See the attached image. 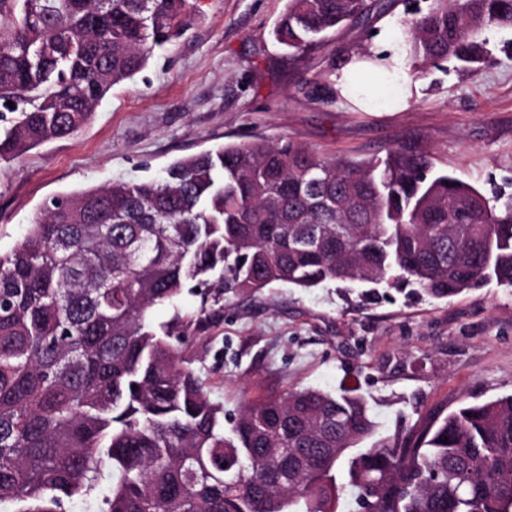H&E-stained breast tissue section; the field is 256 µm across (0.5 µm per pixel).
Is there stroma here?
Here are the masks:
<instances>
[{"label":"stroma","mask_w":512,"mask_h":512,"mask_svg":"<svg viewBox=\"0 0 512 512\" xmlns=\"http://www.w3.org/2000/svg\"><path fill=\"white\" fill-rule=\"evenodd\" d=\"M406 3L393 0L297 54L271 36L287 0H196L184 37L113 86L88 124L0 163V252L52 196L135 182L177 158L257 139L357 161L411 139L437 168L485 194L512 195V30L486 32L491 61L479 70L446 63L413 73L404 109L341 97L337 71L374 47L376 31L396 26ZM179 313L203 314L178 348L229 413L294 386L350 389L391 434L459 401L512 393V288L493 281L445 300L409 288L368 300L334 283H277L247 296L189 286L149 319L158 327Z\"/></svg>","instance_id":"1"}]
</instances>
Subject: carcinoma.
<instances>
[{"label":"carcinoma","mask_w":512,"mask_h":512,"mask_svg":"<svg viewBox=\"0 0 512 512\" xmlns=\"http://www.w3.org/2000/svg\"><path fill=\"white\" fill-rule=\"evenodd\" d=\"M371 0H288L272 30L302 52ZM190 0H0V161L74 134L191 22ZM398 25L414 69L490 61L512 0H429ZM226 291L512 287V196L486 197L403 140L363 161L256 140L46 200L0 254V502L16 512H512V394L379 433L349 391L293 387L224 406L171 343L204 319H148L189 281ZM137 389H132V386ZM346 467L347 483L334 471Z\"/></svg>","instance_id":"carcinoma-1"}]
</instances>
